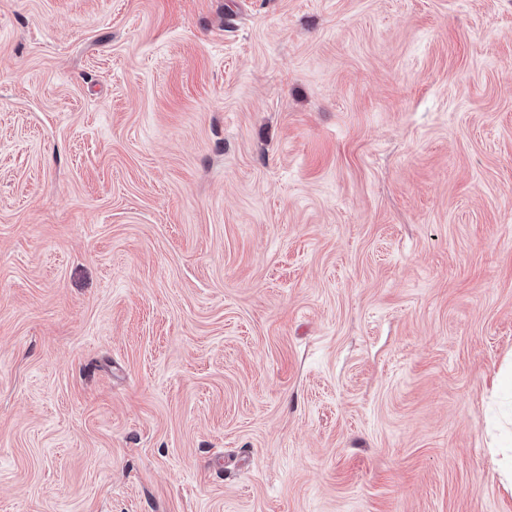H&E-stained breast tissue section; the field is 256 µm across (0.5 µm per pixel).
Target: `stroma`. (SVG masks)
Segmentation results:
<instances>
[{
	"instance_id": "35a3bbf8",
	"label": "stroma",
	"mask_w": 512,
	"mask_h": 512,
	"mask_svg": "<svg viewBox=\"0 0 512 512\" xmlns=\"http://www.w3.org/2000/svg\"><path fill=\"white\" fill-rule=\"evenodd\" d=\"M512 0H0V512H512Z\"/></svg>"
}]
</instances>
